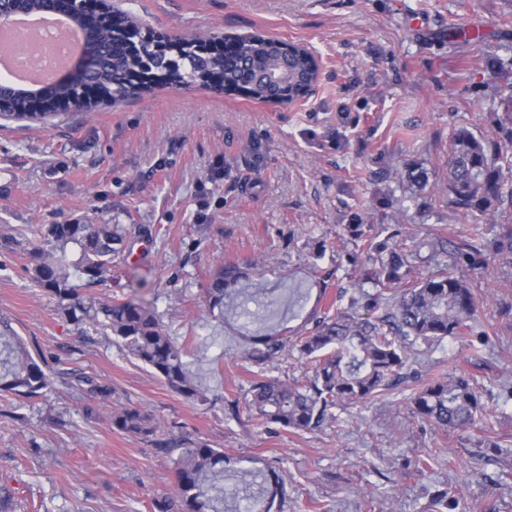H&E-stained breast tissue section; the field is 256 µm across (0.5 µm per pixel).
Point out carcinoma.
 Returning <instances> with one entry per match:
<instances>
[{
	"instance_id": "carcinoma-1",
	"label": "carcinoma",
	"mask_w": 512,
	"mask_h": 512,
	"mask_svg": "<svg viewBox=\"0 0 512 512\" xmlns=\"http://www.w3.org/2000/svg\"><path fill=\"white\" fill-rule=\"evenodd\" d=\"M5 10L28 12L58 10L57 0H0ZM86 40L99 46L101 62L89 78L88 87L97 97L81 100L67 88L50 87L36 93L0 90L3 119L47 125L74 112H89L105 103L140 96L156 83L143 78L142 61H151L163 74L161 84L181 88L193 84L267 102L274 95L294 101L308 94L317 79L315 61L297 46L264 37L220 38L200 52L196 41L169 39L144 31L130 15L115 8L105 11L86 7L74 15ZM165 41L179 54L154 50ZM512 175V155L488 151L467 129L457 130L448 150V204L474 217L494 213L503 202V186ZM360 225L347 230L364 238V263L375 262L371 279L383 292L362 313L355 305L335 314L316 317L313 325L293 344L277 335L249 339L245 358L256 365L278 361L292 346L312 374L303 380L274 377L255 380L249 390L248 407L258 419L293 431L321 427L332 418L339 403H370L410 381L419 382L411 396V414L435 423L448 434L477 423L493 431L477 393L473 375L464 367L445 375L422 378L409 372L415 344L445 338L467 339L473 332L477 300L466 279L439 265L409 283L401 269L409 255L389 249L372 237H363ZM496 254L512 257V224L501 225ZM125 236L117 224H50L40 230L38 242L28 249L26 272L39 287L47 289L61 310L74 321L89 320L111 329L115 341L129 355L150 368L171 390L195 403L208 401L207 390L184 361L185 345L178 343L150 305L134 298L86 303L79 290L105 286L112 277V264L122 252ZM482 248L466 242L455 259L467 266L483 263ZM248 267L226 263L204 288L209 309L224 311V298L232 287L247 278ZM52 387L50 373L34 358L24 342L0 329V396L36 397ZM112 427L152 439L155 448L174 465L175 493L157 503L158 512H224V502L246 493L251 505H264L271 512L285 498V485L273 471L239 473L227 489L224 450L202 439L173 440L165 437L154 418L135 406L112 415Z\"/></svg>"
}]
</instances>
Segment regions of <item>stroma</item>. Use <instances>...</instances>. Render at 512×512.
Segmentation results:
<instances>
[{
	"instance_id": "1",
	"label": "stroma",
	"mask_w": 512,
	"mask_h": 512,
	"mask_svg": "<svg viewBox=\"0 0 512 512\" xmlns=\"http://www.w3.org/2000/svg\"><path fill=\"white\" fill-rule=\"evenodd\" d=\"M144 28L172 38L262 35L302 44L321 70L309 97L257 103L199 86L158 87L42 127L0 120V317L50 372L53 391L0 398V484L17 512H157L174 493L173 465L149 439L114 430L135 406L174 437L223 449L237 470L273 469L279 512H431L447 492L454 512H512V261L457 267L480 308L475 340L417 345L413 372L481 363V401L500 449L473 427L451 434L412 417L406 383L367 406H339L320 429L254 419L246 395L257 372L304 376L296 353L257 368L244 337L295 335L311 311L370 303L377 290L353 263L348 225L410 252L409 279L437 251L488 244L512 206L476 220L448 204V149L466 128L512 151L500 93L512 82V0H112ZM119 224L131 249L109 287L87 300L148 303L213 394L207 405L172 392L115 343L72 321L25 267L41 224ZM253 263L223 318L204 304L211 274ZM293 310L265 323L251 312L292 287ZM108 387L96 398L77 376Z\"/></svg>"
}]
</instances>
